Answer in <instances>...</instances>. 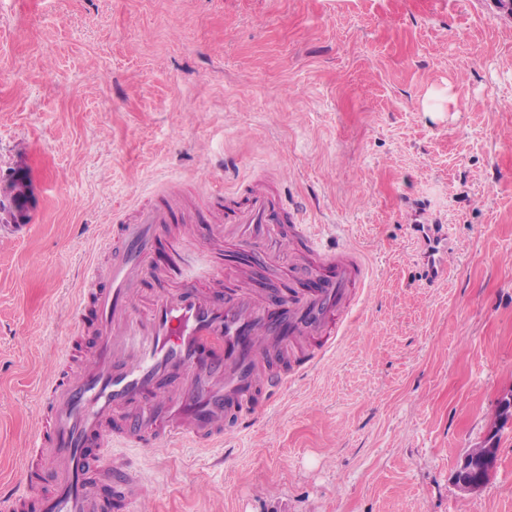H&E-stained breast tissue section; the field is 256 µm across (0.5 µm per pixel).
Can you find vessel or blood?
<instances>
[{"label":"vessel or blood","mask_w":512,"mask_h":512,"mask_svg":"<svg viewBox=\"0 0 512 512\" xmlns=\"http://www.w3.org/2000/svg\"><path fill=\"white\" fill-rule=\"evenodd\" d=\"M207 215L224 226V250L213 256L223 279L195 276L178 243L172 264H156L161 225L199 224ZM298 218L273 181L257 178L208 193L199 210L169 185L133 221L120 222V248L108 266L90 264L76 306L75 335L92 328L95 341L76 372L74 351L66 349L62 371L39 391L31 453L19 482L0 492V512H102L93 488L101 462L89 447L147 450L187 438L210 447L333 352L370 269L356 250L311 243ZM410 234L421 279L447 281L454 248L444 225L422 214ZM287 266L312 276L284 279L279 293H264L263 275L281 276ZM157 282L165 290L153 292ZM147 292L146 311L134 315L131 301ZM111 474L129 503L141 499L129 460L113 457Z\"/></svg>","instance_id":"obj_1"}]
</instances>
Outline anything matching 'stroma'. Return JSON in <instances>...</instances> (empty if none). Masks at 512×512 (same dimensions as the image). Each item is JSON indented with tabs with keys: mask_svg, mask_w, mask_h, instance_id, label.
I'll return each mask as SVG.
<instances>
[{
	"mask_svg": "<svg viewBox=\"0 0 512 512\" xmlns=\"http://www.w3.org/2000/svg\"><path fill=\"white\" fill-rule=\"evenodd\" d=\"M0 484L11 487L114 211L276 174L371 279L348 335L223 445L135 456L132 512H512V11L496 0H0ZM458 256L426 287L409 226ZM11 182L21 187L10 198L0 196V222L6 224H28L30 210L35 204L33 184L26 171L23 169L14 173ZM10 182V183H11ZM495 428H491L487 433L486 437L483 440L481 448H483L482 452L477 456H469L464 454L461 456L457 462H460V468H464L468 462L480 461L483 466L484 476L481 481L470 482L466 480H459L456 482L453 480L454 484L464 493L474 494L481 490V488L486 484L489 480L491 474L496 468L497 464V448L496 440L497 436H493ZM472 458V459H471ZM486 463V467L484 464ZM456 464V466H457Z\"/></svg>",
	"mask_w": 512,
	"mask_h": 512,
	"instance_id": "35a3bbf8",
	"label": "stroma"
}]
</instances>
